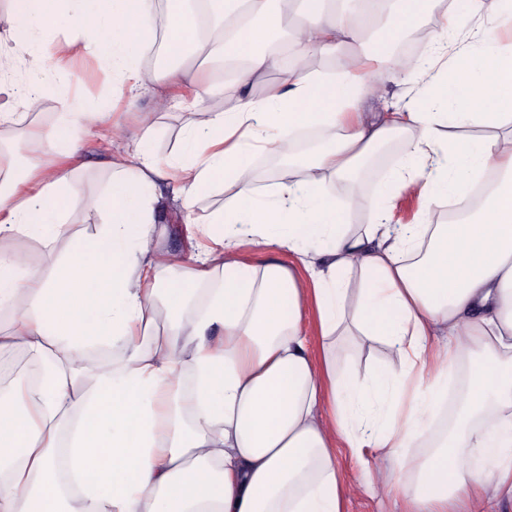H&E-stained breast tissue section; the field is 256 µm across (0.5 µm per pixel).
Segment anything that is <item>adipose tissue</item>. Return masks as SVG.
<instances>
[{
  "label": "adipose tissue",
  "instance_id": "adipose-tissue-1",
  "mask_svg": "<svg viewBox=\"0 0 512 512\" xmlns=\"http://www.w3.org/2000/svg\"><path fill=\"white\" fill-rule=\"evenodd\" d=\"M54 2L43 0L27 20L24 64L33 73L66 50L43 38L56 24ZM302 2L295 65L286 70L264 49L286 25L278 0H165L171 87L184 85L192 56L210 66L236 61L241 87L282 74L266 97L239 94L221 112L193 99L196 119L169 164L181 206L191 210L219 179L230 192L209 217L220 233L192 264L154 245L160 170L152 128L114 158L112 179L96 196L73 182L80 135L120 132L77 105L54 131H28L29 150L49 155L48 163L20 178L0 170V304L27 297L0 349L20 344L41 360V381L27 388L22 407L0 404V512H344L337 449L405 456L430 434L465 357L468 400L452 429L413 479L383 486L401 488L405 512H470L489 488L512 500V147L503 138L441 133L512 124V42L497 35L512 26V0H497V29L475 40L447 32L477 17L481 0H449L448 30L433 36L432 55L405 65L419 98L371 120L358 111L366 88L354 62L322 74L308 57L356 39L374 24V11L367 0L343 10ZM432 2L396 0L375 61L390 64L392 40L415 28ZM63 10L74 39L111 67L129 102L155 84L141 58L155 37L156 0H66ZM310 127L322 149L295 155V134ZM404 131L412 140L381 182L372 223L351 231L353 201L325 191L326 180L353 179ZM258 152L291 157L302 172L269 202L255 184ZM491 171L500 181L472 200L473 185ZM417 181L426 208L448 198L472 203L470 215L456 224L391 223L385 199ZM75 207L102 223L52 275L4 251L19 234L57 240ZM313 242L324 243L323 259L300 271L238 258L254 249L297 253ZM175 268L181 280L161 286ZM199 286L203 300L189 310ZM161 312L168 328L157 334ZM309 314L313 339L303 330ZM438 329L448 337L442 348L430 343ZM371 340L385 344L388 357L363 383L350 346ZM97 344L126 357L86 382L77 366ZM187 376L188 416L180 406ZM468 448L483 467H471Z\"/></svg>",
  "mask_w": 512,
  "mask_h": 512
}]
</instances>
